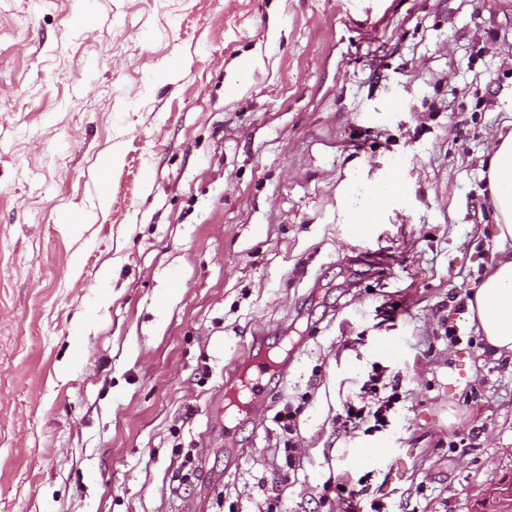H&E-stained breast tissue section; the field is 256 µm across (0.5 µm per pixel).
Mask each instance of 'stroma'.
Returning <instances> with one entry per match:
<instances>
[{
	"label": "stroma",
	"instance_id": "1",
	"mask_svg": "<svg viewBox=\"0 0 512 512\" xmlns=\"http://www.w3.org/2000/svg\"><path fill=\"white\" fill-rule=\"evenodd\" d=\"M511 128L512 0H0V512H264L276 474L280 512H473L512 478V357L465 309ZM376 369L387 425L340 428ZM402 186L394 170L389 171L385 177L374 184L366 197L364 204L350 210L348 223L357 224L358 228H365V224H377L388 201L401 191Z\"/></svg>",
	"mask_w": 512,
	"mask_h": 512
}]
</instances>
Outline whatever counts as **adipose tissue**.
I'll return each instance as SVG.
<instances>
[{
	"label": "adipose tissue",
	"mask_w": 512,
	"mask_h": 512,
	"mask_svg": "<svg viewBox=\"0 0 512 512\" xmlns=\"http://www.w3.org/2000/svg\"><path fill=\"white\" fill-rule=\"evenodd\" d=\"M486 176L500 254L468 307L488 348L500 355L512 353V250L507 247L512 241V131L499 136ZM401 189L396 171H389L370 188L364 204L350 210L349 223H378L388 201Z\"/></svg>",
	"instance_id": "obj_1"
}]
</instances>
